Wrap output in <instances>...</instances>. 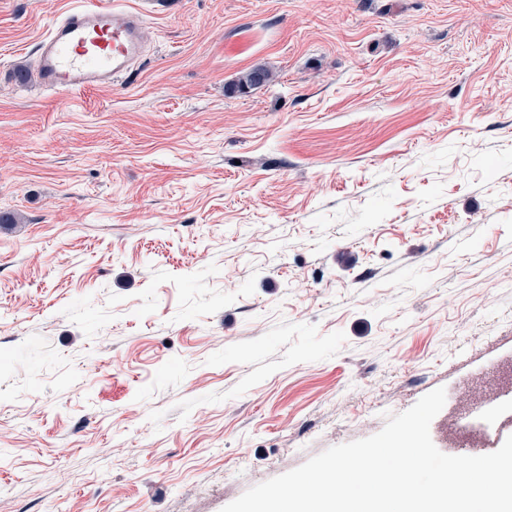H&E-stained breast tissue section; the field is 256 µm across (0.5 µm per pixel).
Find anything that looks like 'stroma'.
I'll list each match as a JSON object with an SVG mask.
<instances>
[{
  "label": "stroma",
  "mask_w": 512,
  "mask_h": 512,
  "mask_svg": "<svg viewBox=\"0 0 512 512\" xmlns=\"http://www.w3.org/2000/svg\"><path fill=\"white\" fill-rule=\"evenodd\" d=\"M69 2L0 0V512H221L439 387L499 449L512 0H159L78 98ZM122 1L74 0L37 44L43 90L80 96L111 87L143 54V12ZM273 78L270 69L265 66H256L250 69L237 83L239 92L255 89L269 83Z\"/></svg>",
  "instance_id": "obj_1"
}]
</instances>
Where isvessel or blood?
Segmentation results:
<instances>
[{
  "label": "vessel or blood",
  "instance_id": "1",
  "mask_svg": "<svg viewBox=\"0 0 512 512\" xmlns=\"http://www.w3.org/2000/svg\"><path fill=\"white\" fill-rule=\"evenodd\" d=\"M141 10L115 0H74L37 44L36 69L43 90L80 96L112 86L142 55Z\"/></svg>",
  "mask_w": 512,
  "mask_h": 512
}]
</instances>
